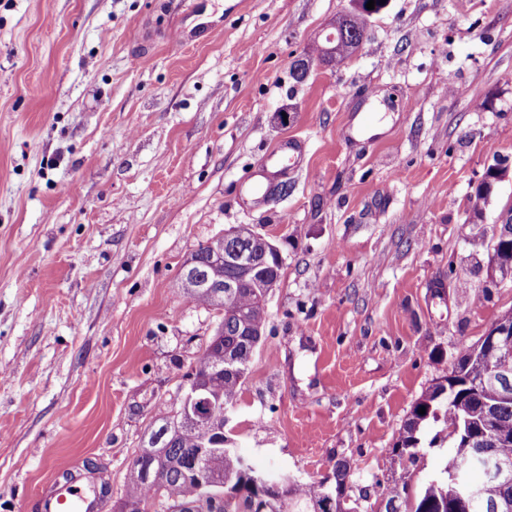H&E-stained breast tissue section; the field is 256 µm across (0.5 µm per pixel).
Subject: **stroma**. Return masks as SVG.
Returning <instances> with one entry per match:
<instances>
[{
  "mask_svg": "<svg viewBox=\"0 0 512 512\" xmlns=\"http://www.w3.org/2000/svg\"><path fill=\"white\" fill-rule=\"evenodd\" d=\"M349 0H0V512L101 466L115 507L213 336L180 267L238 224L280 249L225 428L262 472L340 460L350 499L418 489L392 448L417 398L512 311L489 262L512 219V0H388L344 63L294 62ZM383 113L365 136L356 119ZM298 140L294 167L242 181ZM509 165L474 216L497 160Z\"/></svg>",
  "mask_w": 512,
  "mask_h": 512,
  "instance_id": "35a3bbf8",
  "label": "stroma"
}]
</instances>
